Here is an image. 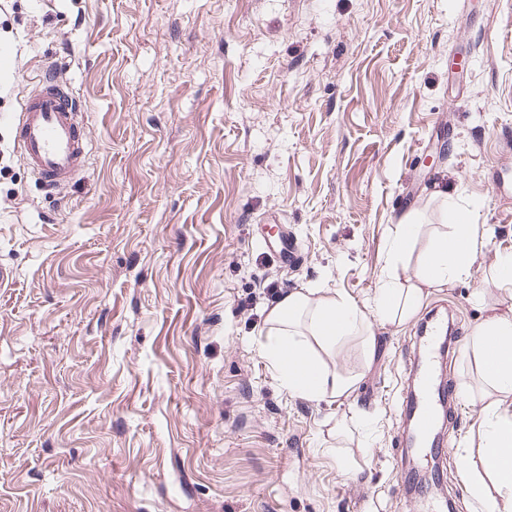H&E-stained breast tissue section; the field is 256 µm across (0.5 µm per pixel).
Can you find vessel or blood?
<instances>
[{"label": "vessel or blood", "instance_id": "obj_1", "mask_svg": "<svg viewBox=\"0 0 512 512\" xmlns=\"http://www.w3.org/2000/svg\"><path fill=\"white\" fill-rule=\"evenodd\" d=\"M80 99L45 68L16 118L15 138L26 166L47 189L57 190L78 180L88 141L80 119ZM266 247L278 249L289 263L302 255L294 239L277 233L265 239ZM443 323H435L422 344V353L408 375L411 398L402 408L404 426L399 444L420 449L424 459L448 452L442 414L450 398L437 380L434 352L443 337Z\"/></svg>", "mask_w": 512, "mask_h": 512}]
</instances>
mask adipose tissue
<instances>
[{"instance_id": "1", "label": "adipose tissue", "mask_w": 512, "mask_h": 512, "mask_svg": "<svg viewBox=\"0 0 512 512\" xmlns=\"http://www.w3.org/2000/svg\"><path fill=\"white\" fill-rule=\"evenodd\" d=\"M453 213L447 230L430 234L427 248L406 279L385 281L365 310L350 297L319 290L279 296L266 312L262 354L281 387L309 400L341 403L359 386L362 375L328 365V358L356 343L364 361L375 353L376 322L402 324L417 313L428 288H442L470 277L485 235L458 205L453 187L438 189ZM470 348L479 359L485 383L496 392L484 419L488 430L476 455L459 456L463 483L485 512H512V316L495 313L472 332Z\"/></svg>"}]
</instances>
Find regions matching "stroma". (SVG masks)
Segmentation results:
<instances>
[{
    "label": "stroma",
    "mask_w": 512,
    "mask_h": 512,
    "mask_svg": "<svg viewBox=\"0 0 512 512\" xmlns=\"http://www.w3.org/2000/svg\"><path fill=\"white\" fill-rule=\"evenodd\" d=\"M0 512H421L401 482L406 366L431 313L456 326V495L488 389L465 350L512 285V0H0ZM85 105L83 177L45 190L13 122L42 66ZM444 161L429 163L439 138ZM453 181L490 240L338 366L344 403L289 394L264 299L371 305L404 212L445 228ZM302 253L258 242L271 225Z\"/></svg>",
    "instance_id": "35a3bbf8"
}]
</instances>
